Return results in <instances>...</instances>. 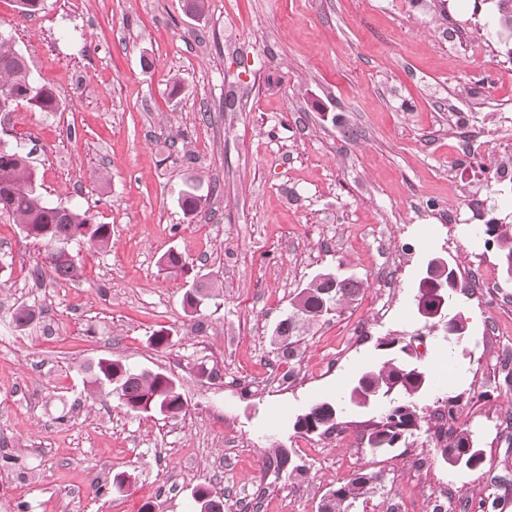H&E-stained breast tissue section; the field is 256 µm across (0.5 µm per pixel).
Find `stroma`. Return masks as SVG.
<instances>
[{"label":"stroma","mask_w":512,"mask_h":512,"mask_svg":"<svg viewBox=\"0 0 512 512\" xmlns=\"http://www.w3.org/2000/svg\"><path fill=\"white\" fill-rule=\"evenodd\" d=\"M493 0H44L24 15L0 0V31L51 86L54 112H0V137L30 152L50 201L112 228L99 250L70 243L71 280L32 272L44 248L0 218V512H197L207 486L224 512H319L330 487L378 479L350 512H463L493 496L512 512V280L489 224H512V61ZM208 198L184 215L188 180ZM180 253L184 271L163 256ZM447 258L468 326L446 338L415 295ZM363 281L357 300L305 337L294 363L271 336L319 272ZM217 313L187 314L194 283ZM32 305L28 326L13 321ZM167 330L169 348L151 344ZM448 365L418 405L406 445L373 451L384 404L346 408L342 431L297 434V415L334 401L385 358ZM101 358L174 379L185 416L133 414L91 394ZM459 397L458 425L483 450L450 467L435 416ZM291 449L299 476L266 451ZM125 478L122 488L114 476Z\"/></svg>","instance_id":"stroma-1"}]
</instances>
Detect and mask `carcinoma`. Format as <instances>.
<instances>
[{
  "label": "carcinoma",
  "instance_id": "obj_1",
  "mask_svg": "<svg viewBox=\"0 0 512 512\" xmlns=\"http://www.w3.org/2000/svg\"><path fill=\"white\" fill-rule=\"evenodd\" d=\"M497 7V34L512 38V0H495ZM22 103L35 106L43 112H54L59 104L53 90L32 77L25 57L13 47L11 39L0 34V110L13 112ZM204 195L190 185L181 191L178 204L187 216L194 214L203 204ZM6 216L20 226L28 238L43 243L44 264L57 279L67 280L78 271L75 255L69 244L87 239L105 250L112 229L108 224H96L88 212L51 203L41 192L38 175L29 157L0 140V217ZM486 234L495 237L501 247L504 268L512 267V225L489 224ZM331 272L314 276L291 300V311L277 323L272 343L277 356L293 361L298 356L301 336L311 326L329 318V311H337L352 303L362 288V280L346 276L334 282ZM214 289L204 284L192 288L182 299L183 308L190 314L215 300ZM467 335V324L458 315L448 316L446 336L460 341ZM378 348L389 358L376 370L362 373L351 386L349 403L358 407L384 397L393 400L370 428L367 439L380 448H396L406 442L420 428L418 399L430 387L426 370L412 360L410 345L397 338L379 340ZM92 389L115 398L132 413L156 411L168 418L186 414L177 385L164 373L132 368L119 359L102 358L87 367ZM459 400L450 397L437 410V418L450 423L448 444L441 448V456L449 465L461 457L472 461L477 469L483 461L482 450L477 448L471 432L457 421ZM340 427L338 403L322 401L299 414L293 429L302 435L328 436ZM279 475L291 477L302 473L291 453L285 448L274 449L269 461ZM377 476L358 471L331 488L322 500L320 512H344V505L369 493ZM199 512H224L223 498L213 495L208 488L199 486L194 492Z\"/></svg>",
  "mask_w": 512,
  "mask_h": 512
}]
</instances>
